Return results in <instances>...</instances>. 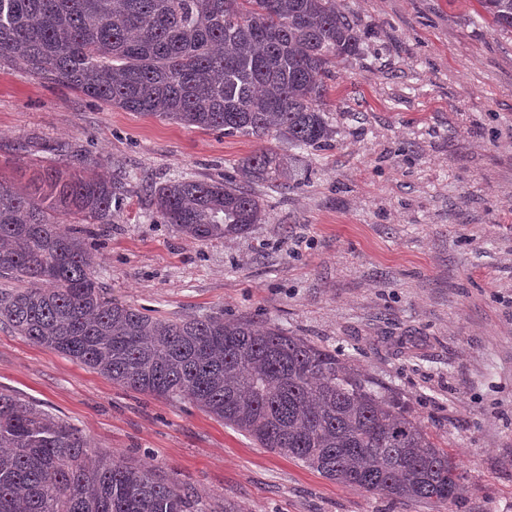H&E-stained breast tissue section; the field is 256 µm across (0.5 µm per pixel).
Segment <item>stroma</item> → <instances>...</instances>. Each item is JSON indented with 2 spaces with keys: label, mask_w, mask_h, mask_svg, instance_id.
Segmentation results:
<instances>
[{
  "label": "stroma",
  "mask_w": 512,
  "mask_h": 512,
  "mask_svg": "<svg viewBox=\"0 0 512 512\" xmlns=\"http://www.w3.org/2000/svg\"><path fill=\"white\" fill-rule=\"evenodd\" d=\"M363 50L334 69L330 146L303 181L253 185L267 219L195 241L149 185L220 180L259 141L129 112L0 58V178L40 167L122 176L86 238L103 290L169 320L224 314L341 350L405 400L460 463L457 503L342 486L187 402L112 384L0 326V388L95 450L173 474L212 512H512V34L475 0H339Z\"/></svg>",
  "instance_id": "obj_1"
}]
</instances>
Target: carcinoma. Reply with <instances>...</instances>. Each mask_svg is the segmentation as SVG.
<instances>
[{
  "instance_id": "cac0c4a2",
  "label": "carcinoma",
  "mask_w": 512,
  "mask_h": 512,
  "mask_svg": "<svg viewBox=\"0 0 512 512\" xmlns=\"http://www.w3.org/2000/svg\"><path fill=\"white\" fill-rule=\"evenodd\" d=\"M512 34V0H477ZM362 51L336 0H0V57L110 105L290 148L333 129L326 79ZM275 148L224 181L150 186L163 223L198 241L265 221L251 184L293 186ZM117 180L51 165L21 192L0 182V325L133 391L186 401L324 477L397 501L454 503L459 463L341 353L243 318L167 320L107 296L83 231L112 223ZM0 512H207L194 488L92 450L78 427L0 389Z\"/></svg>"
}]
</instances>
